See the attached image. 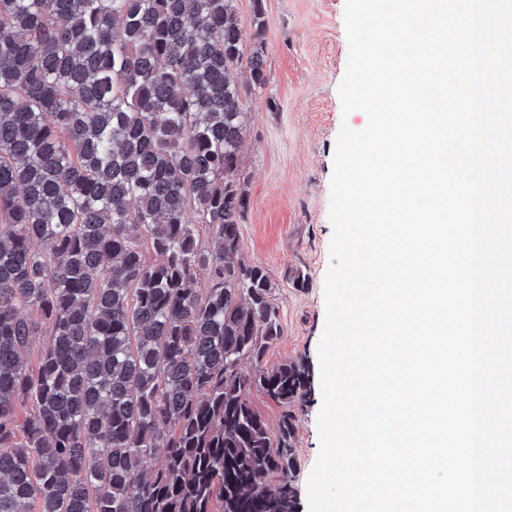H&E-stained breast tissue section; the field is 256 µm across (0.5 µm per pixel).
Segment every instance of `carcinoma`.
Returning <instances> with one entry per match:
<instances>
[{
	"mask_svg": "<svg viewBox=\"0 0 512 512\" xmlns=\"http://www.w3.org/2000/svg\"><path fill=\"white\" fill-rule=\"evenodd\" d=\"M265 83L234 0H0V512H295L307 372L262 366L278 312L239 230ZM251 402L253 407L265 420L271 432H277L278 426L284 412V407L270 399L266 394L261 391H255L251 395Z\"/></svg>",
	"mask_w": 512,
	"mask_h": 512,
	"instance_id": "cac0c4a2",
	"label": "carcinoma"
}]
</instances>
